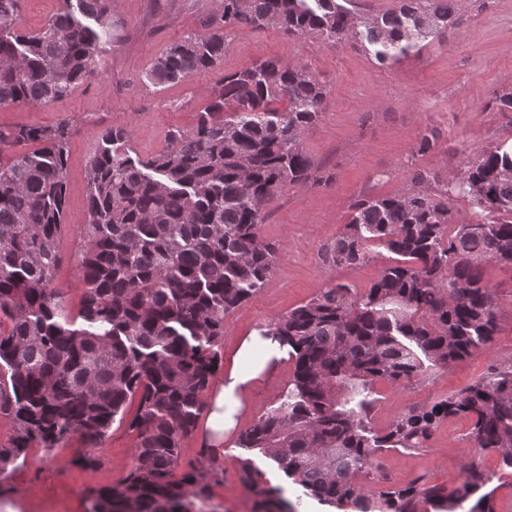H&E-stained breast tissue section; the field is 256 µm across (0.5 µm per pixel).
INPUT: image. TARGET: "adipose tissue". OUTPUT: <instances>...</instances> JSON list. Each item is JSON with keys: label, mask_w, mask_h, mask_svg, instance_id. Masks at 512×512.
<instances>
[{"label": "adipose tissue", "mask_w": 512, "mask_h": 512, "mask_svg": "<svg viewBox=\"0 0 512 512\" xmlns=\"http://www.w3.org/2000/svg\"><path fill=\"white\" fill-rule=\"evenodd\" d=\"M287 355V346L273 336L255 332L239 343L226 363L223 375L208 393L201 435L203 447H223L224 436L235 428L242 402L253 382L275 370Z\"/></svg>", "instance_id": "ef3b65f1"}]
</instances>
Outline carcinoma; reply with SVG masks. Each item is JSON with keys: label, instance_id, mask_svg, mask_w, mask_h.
<instances>
[{"label": "carcinoma", "instance_id": "carcinoma-1", "mask_svg": "<svg viewBox=\"0 0 512 512\" xmlns=\"http://www.w3.org/2000/svg\"><path fill=\"white\" fill-rule=\"evenodd\" d=\"M20 0H0V105H43L95 74L112 41V0H61L35 34L19 30ZM94 21L91 26L88 21ZM457 0H397L358 20L336 0H222L206 35L171 43L146 78L159 87L219 65L230 33L270 27L317 33L334 47L357 37L387 63L420 39L460 25ZM327 82L307 66L268 59L227 74L190 130L146 162L130 155L131 131L108 125L87 174L84 290L77 312L54 287L67 209V147L76 123L0 128V418L14 430L0 449V495L29 449L77 438L82 467L100 461L114 421L128 420L135 454L123 482L89 493L88 512H213L224 460L210 448L179 466L222 362L224 316L265 286L277 248L262 236L270 201L286 187L333 178L305 152L303 134L322 114ZM486 108L512 112V92ZM468 199L464 218L451 204ZM325 250L329 267L357 268L390 253L362 292L331 278L266 327L288 345L292 377L276 405L241 430L303 496L354 512H457L486 486L475 465L448 492L419 477L396 487L384 449H421L450 417L473 419L477 448L512 468V361L459 393L413 407L382 433L369 427L375 384H402L491 345L502 307L484 279L488 263L512 268V147L483 150L450 175L409 171L407 188L350 206ZM257 512H298L249 456L237 458ZM385 488L368 494L360 477Z\"/></svg>", "mask_w": 512, "mask_h": 512}]
</instances>
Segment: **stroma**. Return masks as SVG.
<instances>
[{
    "label": "stroma",
    "mask_w": 512,
    "mask_h": 512,
    "mask_svg": "<svg viewBox=\"0 0 512 512\" xmlns=\"http://www.w3.org/2000/svg\"><path fill=\"white\" fill-rule=\"evenodd\" d=\"M214 11V0H112V41L99 48V71L50 104L0 106V127L50 126L65 118L77 122L69 143L63 259L55 278L75 308L84 289L78 259L84 245L87 169L100 129L129 127L135 156L146 160L166 147L169 131L196 125L227 74L279 58L304 63L329 83L324 112L304 133L303 145L332 174L333 183L327 188L291 187L270 203L262 234L279 246L278 262L264 288L226 316L221 354L227 358L241 338L307 302L328 278L360 290L372 284L388 263L387 255L355 269L332 270L322 259L354 201L400 191L407 185L409 167L452 173L482 149L512 142V112L485 107L493 93L512 91V0H487L483 6L462 0L459 27L422 39L406 56L385 64L354 41L331 48L314 33L289 38L274 28L242 27L232 33L216 69L178 84L151 85L146 74L153 62L189 32L206 33ZM428 129L436 131L437 142L418 152L417 142ZM484 276L503 308L499 336L489 348L453 366L429 370L401 385L377 383L370 415L374 431H384L411 407L458 393L512 359V269L490 263ZM292 372V361H284L255 385L243 408L242 426L273 405ZM472 427L471 418L451 417L440 424L427 448L383 452L391 483L404 485L422 477L450 491L461 483L465 467L475 463L491 477L498 512H512V469L501 467L496 453L475 448ZM135 444L136 435L126 424L113 423L101 463L92 469L72 465L81 447L77 440L50 452L31 449L28 461L7 480L0 512H87V490L119 483L132 463ZM240 453L236 438L225 439L224 482L214 489L216 512H253L254 500L236 474Z\"/></svg>",
    "instance_id": "1"
}]
</instances>
